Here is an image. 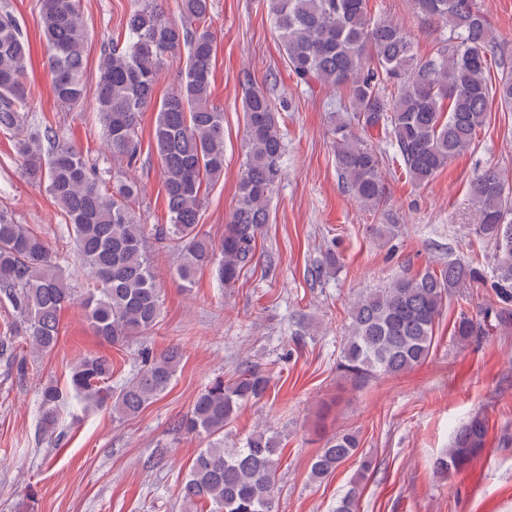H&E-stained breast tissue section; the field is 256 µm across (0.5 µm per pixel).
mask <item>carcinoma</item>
Returning <instances> with one entry per match:
<instances>
[{
    "label": "carcinoma",
    "mask_w": 512,
    "mask_h": 512,
    "mask_svg": "<svg viewBox=\"0 0 512 512\" xmlns=\"http://www.w3.org/2000/svg\"><path fill=\"white\" fill-rule=\"evenodd\" d=\"M126 14L124 40L113 41L99 57L97 120L112 159L134 168L141 158V112L157 107L153 142L164 173L169 223L154 239L178 253L176 275L189 289L198 271L211 268L230 288L254 254L256 238L269 223L270 201L281 177L283 137L274 105L263 92L249 90L244 101L246 161L224 238L213 244L198 231L208 185L224 174V112L211 100L212 59L216 50L210 0H179L180 20L167 18L158 0H134ZM278 37L297 81L348 92L351 121H334L336 164L349 195L362 208L378 211L385 201V158L362 131L382 133L390 160L403 165L415 184H426L453 158L474 145L490 99L512 105V73L489 78L497 46L477 0H411L413 11L442 24L448 36L432 56L420 58L396 23L374 19L368 0H266ZM40 27L57 102L67 108L84 98L87 36L79 0H40ZM187 50L185 76L163 100L154 89L165 62ZM29 46L13 17L0 14V132L10 135L23 172L46 186L72 231L75 263L60 264L43 236L0 210V294L16 317V331L33 352L46 353L59 338L61 311L79 301L96 334L113 346L149 330L162 302L147 250V225L128 203L138 195L134 180L110 182L54 131L28 130L33 91L27 82ZM477 215L475 233L494 247L491 289L494 310L461 312L452 336L465 344L484 333L489 317L502 330L512 328V192L504 176L486 170L470 183ZM336 251L326 250L319 274L337 271ZM87 277L82 297L75 282ZM485 283L470 264L450 260L439 272L404 274L386 286L360 294L336 362L337 372L356 389L424 363L436 342L435 329L448 300ZM142 366L112 388V360L89 353L72 368L71 389L86 405H111L120 417L141 412L176 375L182 350L172 345L158 354L140 352ZM270 386L267 371L241 368L226 383L218 377L174 424V431L205 443L192 459L182 487L183 500L210 512H277L281 448L277 437L255 429L235 448L224 447V431L239 408L262 399ZM43 438L54 439L59 408L57 386L40 388ZM487 426L475 414L456 432L434 461L442 477L464 466L485 445ZM361 447L359 431L343 429L330 437L311 465V477L333 475ZM352 485L333 512H356Z\"/></svg>",
    "instance_id": "obj_1"
}]
</instances>
